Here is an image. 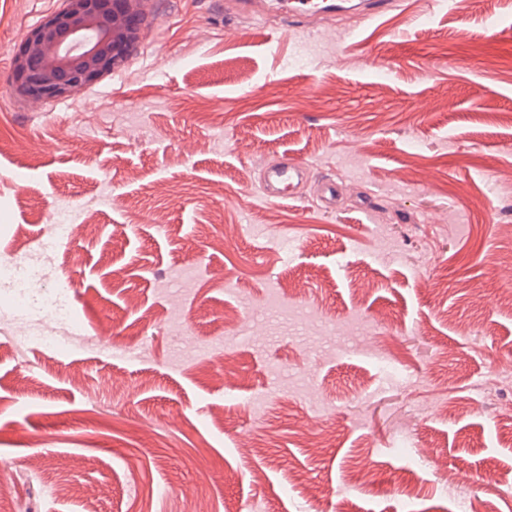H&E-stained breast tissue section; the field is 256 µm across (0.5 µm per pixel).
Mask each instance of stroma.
Segmentation results:
<instances>
[{
    "mask_svg": "<svg viewBox=\"0 0 512 512\" xmlns=\"http://www.w3.org/2000/svg\"><path fill=\"white\" fill-rule=\"evenodd\" d=\"M392 2L148 0L122 69L27 102L62 0H0V260L45 247L68 308L0 291L11 512H512V0ZM229 10L254 17H264L271 11L284 10L289 18L306 22L319 16L346 14L355 17L359 25L372 24L387 12L389 0H228ZM300 169L297 166H272L266 171L265 190L272 189L275 184L293 187L295 178L299 177Z\"/></svg>",
    "mask_w": 512,
    "mask_h": 512,
    "instance_id": "obj_1",
    "label": "stroma"
}]
</instances>
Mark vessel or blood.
I'll return each instance as SVG.
<instances>
[{"label": "vessel or blood", "instance_id": "vessel-or-blood-1", "mask_svg": "<svg viewBox=\"0 0 512 512\" xmlns=\"http://www.w3.org/2000/svg\"><path fill=\"white\" fill-rule=\"evenodd\" d=\"M231 11L263 17L271 11L282 10L290 18L306 22L319 16L346 14L359 24H372L390 7V0H229Z\"/></svg>", "mask_w": 512, "mask_h": 512}]
</instances>
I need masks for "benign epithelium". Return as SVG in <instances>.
<instances>
[{
    "mask_svg": "<svg viewBox=\"0 0 512 512\" xmlns=\"http://www.w3.org/2000/svg\"><path fill=\"white\" fill-rule=\"evenodd\" d=\"M144 2L62 0L12 52V93L64 100L120 69L140 40Z\"/></svg>",
    "mask_w": 512,
    "mask_h": 512,
    "instance_id": "1",
    "label": "benign epithelium"
}]
</instances>
